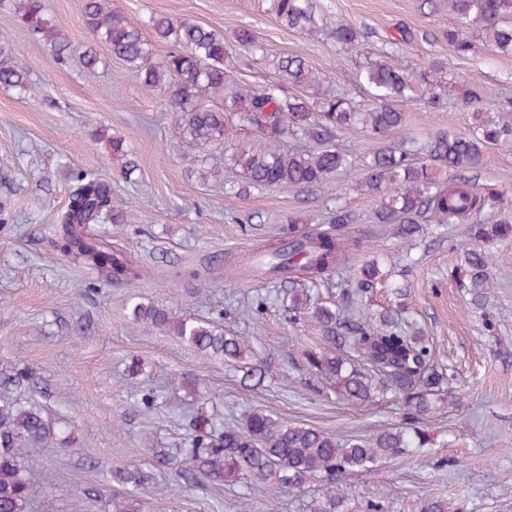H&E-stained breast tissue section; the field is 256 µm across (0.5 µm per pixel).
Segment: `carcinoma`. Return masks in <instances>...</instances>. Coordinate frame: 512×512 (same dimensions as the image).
<instances>
[{"label":"carcinoma","mask_w":512,"mask_h":512,"mask_svg":"<svg viewBox=\"0 0 512 512\" xmlns=\"http://www.w3.org/2000/svg\"><path fill=\"white\" fill-rule=\"evenodd\" d=\"M461 26L478 31L479 40L462 30L446 33L448 45L459 56L475 51L481 42L489 51L512 55V0H448ZM279 21L290 29L311 35L332 29L345 50L358 47L362 32L351 24L338 25L317 10L315 0H275ZM84 21L92 36L105 44L112 56L134 69L144 86L166 87L170 107L176 112L172 135L188 151L209 155L224 143L227 124L238 121L262 136L297 141L288 151L235 147L229 165L248 187L275 188L294 185L330 190L336 177L348 172V155L331 144L334 132L354 129L377 140L405 120L404 106L427 93L423 85L433 83L442 72L435 68L426 78L388 64H378L360 75L371 104L357 108L348 99L321 92L324 79L309 69L298 55H283L274 62L276 81L258 90L241 87L227 69L229 48L224 36L196 21L185 20L173 27L166 17H151L152 34L139 23L112 8L110 0H84ZM18 17L39 40L50 45L57 60L67 63L79 48L45 18L43 0H21ZM172 43L158 62L153 60V41ZM27 65L22 54L0 36V86L25 89ZM311 90L322 95L317 108L303 95L288 89ZM512 110V100L499 111L474 113L469 132L439 134L427 144L425 157L410 150L380 144L373 148L364 191L376 197L374 212L379 224L396 225L398 237L413 241L422 224L472 222L473 245L465 251L466 279L459 282L479 302L488 294L491 279L489 244L512 232V202L505 195L475 183L472 172L484 168L494 146H512V124L500 113ZM111 148L112 162L133 172L135 162L121 137L108 129L93 132ZM72 187L68 203L58 217L53 247L74 265L91 268L100 281L122 284L142 278V268L131 250L120 243L87 234L91 224L125 221V213L112 207V185L82 169H68ZM494 212L493 224L474 218ZM338 232L297 233L293 224L276 238L258 247L253 256L257 272L269 275L288 288L289 308L296 317H309L327 333L326 339L339 352L308 350L309 371L334 382L342 399L362 405L378 391L399 397L407 426L386 430L369 439L340 441L332 433L303 423H289L270 410L254 408L239 422L218 423L205 414L189 422L187 453L195 462L194 477L222 482L231 478L252 489L267 479L288 491H303L307 482L319 480L324 502L317 512H345L346 495L336 477L367 473L383 459H394L409 448L422 447L427 438L416 423L432 409L433 397L447 383V374L434 365L423 336H410L388 313L367 318L352 308L338 314L329 306L311 301L308 291L296 286L303 273L312 281L322 280L340 267L359 240L341 233L353 222L352 215L338 207L332 218ZM380 268L377 262L363 264L353 288L361 296L370 291ZM132 323L143 330L172 334L194 346L202 356L222 358L246 370L245 378H263L255 363L254 348L214 321L180 318L152 301L137 300L129 307ZM35 385L31 372L19 369L0 376V512H29L32 487L26 458L47 447L49 421L35 402H20L11 388ZM128 486L121 499L112 500L113 512H134L148 493V476L139 470L119 471Z\"/></svg>","instance_id":"carcinoma-1"}]
</instances>
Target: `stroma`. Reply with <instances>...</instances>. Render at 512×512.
I'll return each mask as SVG.
<instances>
[{"label": "stroma", "mask_w": 512, "mask_h": 512, "mask_svg": "<svg viewBox=\"0 0 512 512\" xmlns=\"http://www.w3.org/2000/svg\"><path fill=\"white\" fill-rule=\"evenodd\" d=\"M15 3L0 0V33L22 51L29 74L25 91L0 87V373L36 374V386L13 395L38 402L57 433L34 464L33 512H112L113 495L124 489L119 467L153 476L138 512H266L275 483L249 491L237 482L188 479V420L201 411L229 420L263 407L342 440L403 427L395 398L355 406L309 372L305 353L326 347L324 333L311 321L291 319L279 283L259 274L224 276L229 263L251 256L288 219L305 233L328 230L338 206L353 214L345 232L360 245L318 286L319 302H342L363 262L378 258L383 275L366 307L376 314L405 305L406 331L426 336L437 367L452 375L449 399L420 423L430 438L426 447L373 472L342 475L349 512H364L370 501L384 512H418L427 498L447 501L448 512H512V240L492 244L493 288L484 307L474 306L450 276L459 246L469 240L468 225L432 224L409 244L392 225L374 223L376 201L358 188L373 141L351 129L336 134L337 148L353 165L335 190H246L229 171L223 181L203 180L204 163L170 134L175 114L165 88L145 87L102 46L95 75H86L76 57L58 63L19 24ZM45 4L47 17L71 41L92 44L83 0ZM316 4L332 20L363 29L358 50H341L328 31L311 36L284 27L274 0H112L140 22L153 15L175 24L190 19L223 33L232 48L229 70L252 89L274 81L273 59L295 53L323 78L324 90L358 106L367 102L360 71L380 62L420 73L441 62L446 83L439 106L424 98L409 104L404 124L387 136L395 146L416 150L438 134L467 131L474 111L512 98V56L481 48L463 58L449 46L446 32L458 19L448 0ZM244 27L263 53L237 46ZM101 127L125 138L137 165L133 176L113 166L106 142L92 138ZM67 164L111 183L113 204L126 221L92 230L134 244L148 275L101 283L53 250L55 217L68 201ZM137 296L183 318L220 321L255 347L264 380L243 379L178 337L136 328L127 306ZM259 299L267 305L255 317L250 307ZM191 377L196 387L188 386ZM441 458L451 467L436 468Z\"/></svg>", "instance_id": "35a3bbf8"}]
</instances>
